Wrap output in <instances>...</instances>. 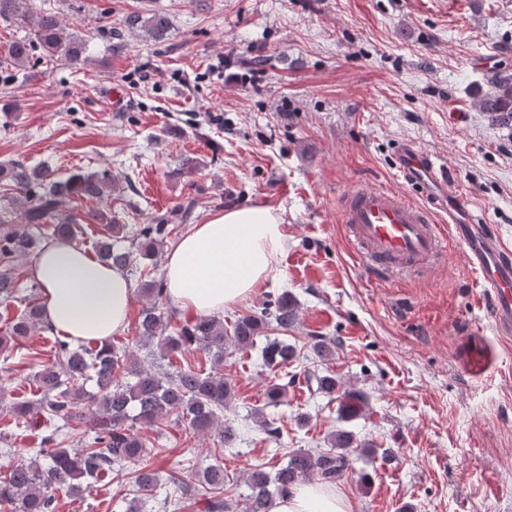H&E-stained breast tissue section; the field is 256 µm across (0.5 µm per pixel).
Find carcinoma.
I'll return each mask as SVG.
<instances>
[{"label": "carcinoma", "instance_id": "obj_1", "mask_svg": "<svg viewBox=\"0 0 512 512\" xmlns=\"http://www.w3.org/2000/svg\"><path fill=\"white\" fill-rule=\"evenodd\" d=\"M0 19L30 31L31 37L17 41L11 47L10 58L18 67L26 66L33 52L42 50L49 56L62 54L70 63L82 61L84 43L66 31L59 16L48 10L33 11L25 0H0ZM128 25L144 28L154 40H162L169 30L167 18L153 15L144 24L139 17ZM480 107L491 120L512 126V74L498 72L492 89L479 100ZM0 179L15 188L23 198L22 223L0 222V261L43 249L47 236L39 231L47 219L50 236L79 241L82 226L73 217L60 218L76 199H98L107 189L117 188L95 174L73 173L66 178L48 165L28 166L10 163L0 166ZM185 209L155 224H145L136 233L133 251L120 245L125 225L102 214L103 233L93 245L96 257L103 263L130 269L140 258L156 257L169 224L188 218ZM38 282L30 293L23 295L12 269H0V300L23 305L10 321L13 337H26L40 329L42 307L36 301ZM140 293L149 299L142 309L136 337L144 347L154 346L160 358L182 355L192 349L208 352L216 366L224 362V349H251L261 338L267 339L265 364L271 368L286 367L297 360L295 347L268 338L275 326L288 329L297 321V306L287 293L268 303L260 311L242 315L231 328L224 327L218 315L199 316L182 325L173 334L166 333L165 316L160 302L167 295L165 279H152L141 285ZM54 359L38 368L33 375L38 398L16 402L11 407L16 428L39 432L43 448L37 458L20 460L0 473V506L7 512H55V491L62 489L73 497L82 498L100 483L112 478V472L130 469L131 483L137 491L148 495L157 486V472L147 461L146 443L131 433L136 423L154 426L170 414L187 424L194 433H212L219 446L228 447L248 439L249 429L235 427L220 420L224 406L232 399V386L218 371L201 373L194 369H171L167 363H143L132 359L122 347L108 342L91 341L77 345L66 336L53 337ZM318 390L330 396L342 391L341 411L344 418L359 415L366 404L363 393L341 390V383L332 374L317 377ZM83 423V450L73 453L62 447L61 430ZM353 444L350 431L338 430L331 438V449H296L288 453L286 465L270 473L262 466L254 467L246 477L250 489L246 512H268V502L284 495L310 476L334 485L342 480L348 468L345 450ZM224 459L217 458L202 474L184 473L170 478L177 490L167 495L163 506L175 512L184 503L202 504L203 512H229L231 505L224 497Z\"/></svg>", "mask_w": 512, "mask_h": 512}]
</instances>
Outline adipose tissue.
<instances>
[{
	"mask_svg": "<svg viewBox=\"0 0 512 512\" xmlns=\"http://www.w3.org/2000/svg\"><path fill=\"white\" fill-rule=\"evenodd\" d=\"M287 236L280 216L266 208H239L194 225L171 249L164 267L167 295L196 315L248 301L279 275ZM31 272L45 298L43 321L74 341H108L127 327L136 293L125 271L99 262L86 249L53 240ZM270 512H352L349 500L315 483L276 498Z\"/></svg>",
	"mask_w": 512,
	"mask_h": 512,
	"instance_id": "ef3b65f1",
	"label": "adipose tissue"
}]
</instances>
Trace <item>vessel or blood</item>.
<instances>
[{
	"instance_id": "obj_1",
	"label": "vessel or blood",
	"mask_w": 512,
	"mask_h": 512,
	"mask_svg": "<svg viewBox=\"0 0 512 512\" xmlns=\"http://www.w3.org/2000/svg\"><path fill=\"white\" fill-rule=\"evenodd\" d=\"M395 168L411 186L448 184L444 170L411 144L400 146ZM341 221L375 273L418 271L436 258L443 241L466 243L469 263L482 276L476 301L485 321L498 332L512 331V247L502 244L494 231L459 223L453 216L447 224L436 223L431 211L406 193L366 187L345 196Z\"/></svg>"
}]
</instances>
